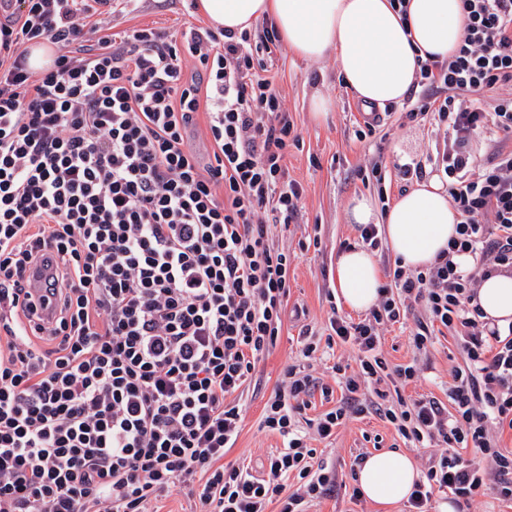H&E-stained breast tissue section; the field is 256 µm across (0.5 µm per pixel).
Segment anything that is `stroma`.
Here are the masks:
<instances>
[{
    "instance_id": "stroma-1",
    "label": "stroma",
    "mask_w": 512,
    "mask_h": 512,
    "mask_svg": "<svg viewBox=\"0 0 512 512\" xmlns=\"http://www.w3.org/2000/svg\"><path fill=\"white\" fill-rule=\"evenodd\" d=\"M204 24L193 8V0H137L135 6L112 17V31L119 35L146 26L183 31ZM264 61L297 137L288 149L285 178L303 189L299 218L286 227L274 226L272 239L275 246L296 256L290 269L288 306L301 309L302 315L297 319L286 317L276 346L257 366L242 398V430L225 455L229 462L261 461L281 447V437L261 431L259 422L264 404L286 366H308L313 375L330 384L334 381V364H357V350L341 343L331 348L320 346L310 359L301 353L302 331L309 329L316 337H325L329 317L348 314L334 283L339 253L361 242L357 225L349 221V204L354 197L368 195L377 209H385L389 201L412 186L402 174L403 165H430L447 138L445 127L434 120H411L406 116L423 94V87H413L402 104L380 108L378 126L364 135L360 132L364 107L341 82L333 56L307 61L281 44ZM316 89L333 102L332 111L322 121L314 120L309 109L310 95ZM427 319L422 306L408 309L400 322L385 328L382 350L390 364L414 361L420 367L418 381L404 389L403 398L428 395L444 402L452 372L464 366L465 359L454 332L447 330L433 336L426 353L415 354L411 337L418 324ZM323 446L322 458L335 468L337 486L331 495L312 502L309 512H406L403 502L385 508L363 497L353 498V460L359 454L394 449L422 467L436 452L432 446L414 447L398 436L389 422L374 414L347 420Z\"/></svg>"
}]
</instances>
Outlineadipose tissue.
<instances>
[{"label": "adipose tissue", "mask_w": 512, "mask_h": 512, "mask_svg": "<svg viewBox=\"0 0 512 512\" xmlns=\"http://www.w3.org/2000/svg\"><path fill=\"white\" fill-rule=\"evenodd\" d=\"M197 11L214 30L236 35L269 22L302 59L334 54L339 77L367 106L402 103L415 83L419 59L447 60L466 26L462 0H197ZM349 214L357 224L382 222L387 242L409 269L430 266L459 222L434 177L399 196L384 215H377L365 196L352 199ZM380 280L369 251L340 254L336 290L351 310L364 312L376 304ZM478 301L495 324H511L512 275L483 280ZM357 478L366 498L392 505L409 498L420 472L408 457L381 451L365 459Z\"/></svg>", "instance_id": "ef3b65f1"}]
</instances>
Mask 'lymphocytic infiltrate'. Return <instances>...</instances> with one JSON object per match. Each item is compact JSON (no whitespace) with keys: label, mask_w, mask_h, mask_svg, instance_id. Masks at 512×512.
<instances>
[{"label":"lymphocytic infiltrate","mask_w":512,"mask_h":512,"mask_svg":"<svg viewBox=\"0 0 512 512\" xmlns=\"http://www.w3.org/2000/svg\"><path fill=\"white\" fill-rule=\"evenodd\" d=\"M464 37L448 61L425 60L419 115L450 136L435 159L460 222L434 262L395 266L369 315L331 317L359 353L335 364L343 395L297 365L264 404L259 428L283 446L260 465L225 461L243 423L240 401L286 317L293 258L270 237L292 223L302 189L285 182L293 125L256 54L264 29L218 35L140 28L113 41L112 11L90 0H0V512H149L177 486L199 512H306L336 473L313 448L349 419L376 414L404 439L440 446L408 498L470 502L493 482L512 500V326H488L481 279L512 270V149L475 168L473 140L512 134V96L493 114L468 96L512 83V0H462ZM50 41L51 66L26 65ZM205 116L209 160L190 149ZM472 261L461 267L460 258ZM49 270L55 313L40 322L26 275ZM433 330L456 331L466 365L447 402L387 404L418 377L390 365L385 325L407 305ZM331 407L305 419L314 395ZM471 450L462 460L461 450ZM299 481L287 491L289 477Z\"/></svg>","instance_id":"obj_1"}]
</instances>
